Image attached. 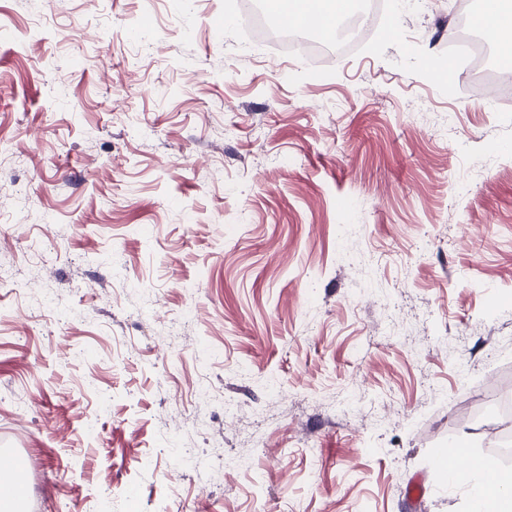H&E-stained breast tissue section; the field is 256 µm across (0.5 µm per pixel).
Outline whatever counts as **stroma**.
Here are the masks:
<instances>
[{"label":"stroma","mask_w":512,"mask_h":512,"mask_svg":"<svg viewBox=\"0 0 512 512\" xmlns=\"http://www.w3.org/2000/svg\"><path fill=\"white\" fill-rule=\"evenodd\" d=\"M236 8L0 0L17 508L470 512L435 457L512 476V111L433 73L458 0L331 66Z\"/></svg>","instance_id":"1"}]
</instances>
